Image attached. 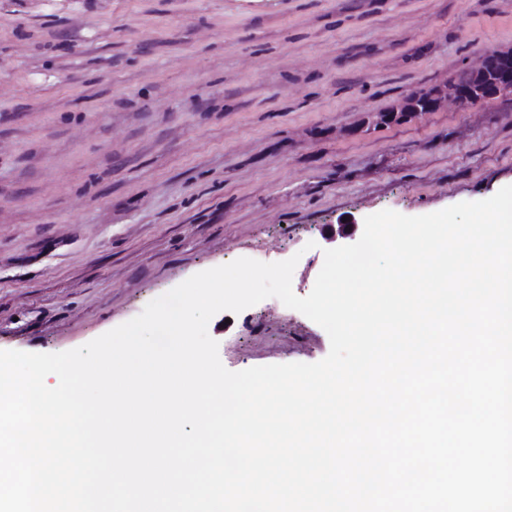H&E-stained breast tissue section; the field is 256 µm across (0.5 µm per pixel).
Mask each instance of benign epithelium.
I'll use <instances>...</instances> for the list:
<instances>
[{
	"mask_svg": "<svg viewBox=\"0 0 512 512\" xmlns=\"http://www.w3.org/2000/svg\"><path fill=\"white\" fill-rule=\"evenodd\" d=\"M472 84L460 85L455 78L435 86L434 91L422 102L410 93L393 108V116L413 112L424 115L449 105L468 109L484 102L512 94V47L484 52L480 63L467 67Z\"/></svg>",
	"mask_w": 512,
	"mask_h": 512,
	"instance_id": "obj_1",
	"label": "benign epithelium"
}]
</instances>
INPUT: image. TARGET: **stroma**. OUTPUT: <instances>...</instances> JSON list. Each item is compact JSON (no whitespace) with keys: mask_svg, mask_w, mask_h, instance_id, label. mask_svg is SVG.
Wrapping results in <instances>:
<instances>
[{"mask_svg":"<svg viewBox=\"0 0 512 512\" xmlns=\"http://www.w3.org/2000/svg\"><path fill=\"white\" fill-rule=\"evenodd\" d=\"M512 47V0H0V350L58 353L192 275L512 185V98L366 124ZM231 371L315 363L268 298L208 326Z\"/></svg>","mask_w":512,"mask_h":512,"instance_id":"1","label":"stroma"}]
</instances>
